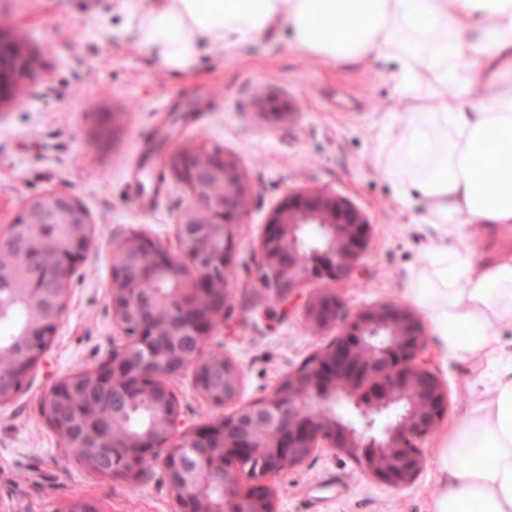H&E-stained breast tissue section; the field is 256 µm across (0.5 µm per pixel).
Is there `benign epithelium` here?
Here are the masks:
<instances>
[{"label":"benign epithelium","instance_id":"1","mask_svg":"<svg viewBox=\"0 0 512 512\" xmlns=\"http://www.w3.org/2000/svg\"><path fill=\"white\" fill-rule=\"evenodd\" d=\"M194 155L208 158L202 169L187 170ZM164 164L189 192L187 206L175 224V238L162 242L136 234L112 252L109 285L112 312L125 341L112 348V360L95 366V374L125 377L127 388L112 394V404L129 403L144 387H158L169 406L159 421L162 439L112 454L107 477H135L143 468L158 464L174 486L175 512H278L274 480L302 464L319 450L339 453L361 463L366 476L395 489L414 482L425 459L418 442L437 427L448 409V390L429 369L425 357L424 324L411 308L394 303L348 312L335 285L348 281L367 253L371 224L365 213L349 200L320 190L290 192L271 212L260 242L259 279L290 304L305 282L324 287L304 303L307 321L336 336L300 367L288 372L256 400L230 414L195 427H183L171 382L191 371L206 399L222 406L237 396L239 373L231 367L224 395L211 394L203 383V369L210 362L205 353L215 329L231 314L235 284L230 271L239 247L238 228L247 214L251 196L237 162L221 153L185 147L169 153ZM224 184L212 194L208 186ZM206 212L213 236L200 239L195 216ZM23 223L35 227L67 224L88 227L84 209L66 194L50 193L29 200ZM92 244L84 233L81 250L58 269L67 287ZM133 249L146 251L165 276L177 282L183 295L170 300L163 295L144 298L132 286L126 267ZM224 289L208 288L217 275ZM206 298L195 316H183L192 295ZM148 304L165 309L167 321L194 337L195 351L182 364H169L154 342L158 326L151 320L131 322V316ZM224 439V457L208 464L199 441ZM247 459L267 461L263 475L243 488L240 478ZM221 490L223 506L211 503L208 492Z\"/></svg>","mask_w":512,"mask_h":512}]
</instances>
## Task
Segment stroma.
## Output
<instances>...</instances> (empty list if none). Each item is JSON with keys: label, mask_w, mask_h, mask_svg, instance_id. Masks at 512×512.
<instances>
[{"label": "stroma", "mask_w": 512, "mask_h": 512, "mask_svg": "<svg viewBox=\"0 0 512 512\" xmlns=\"http://www.w3.org/2000/svg\"><path fill=\"white\" fill-rule=\"evenodd\" d=\"M4 16L39 65L27 96L0 111V233L27 200L60 192L87 211L92 246L43 362L28 387L0 407V512H60L77 495L95 500L101 512H174L160 465L133 479L99 476L64 457L42 413L56 381L104 362L123 341L109 296L113 247L137 233L172 239L188 191L165 175V153L201 143L238 162L252 198L239 230L233 312L207 348L239 368L240 402L262 398L332 339L311 331L301 306L284 313L258 292L264 225L285 195L322 188L367 215L368 253L353 279L336 288L347 310L406 303L408 279L427 263L437 231L402 203L380 146L398 109L395 67L327 63L274 30L172 73L122 32L115 0H0ZM217 96L220 111L211 108ZM272 98L288 101L287 119L267 117ZM148 126L155 134L143 146L138 133ZM426 354L448 389V411L419 445L426 464L415 481L394 490L366 477L351 458L320 451L276 478L279 512H431L441 490L436 450L467 419L494 368L485 359L446 355L433 335ZM172 389L185 426L224 413L196 389L191 373L174 379Z\"/></svg>", "instance_id": "stroma-1"}]
</instances>
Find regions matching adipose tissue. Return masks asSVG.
I'll list each match as a JSON object with an SVG mask.
<instances>
[{
    "mask_svg": "<svg viewBox=\"0 0 512 512\" xmlns=\"http://www.w3.org/2000/svg\"><path fill=\"white\" fill-rule=\"evenodd\" d=\"M126 28L172 72L277 28L326 62L398 65L386 173L440 228L406 296L453 357L500 362L496 384L439 447L432 512H512V248L474 258L480 226L512 229V0H118ZM426 85L434 111L410 91Z\"/></svg>",
    "mask_w": 512,
    "mask_h": 512,
    "instance_id": "obj_1",
    "label": "adipose tissue"
}]
</instances>
